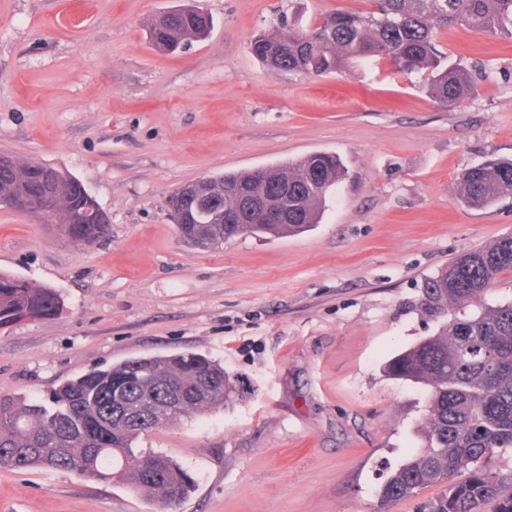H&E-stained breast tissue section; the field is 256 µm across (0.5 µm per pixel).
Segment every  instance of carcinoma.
<instances>
[{
    "label": "carcinoma",
    "instance_id": "1",
    "mask_svg": "<svg viewBox=\"0 0 512 512\" xmlns=\"http://www.w3.org/2000/svg\"><path fill=\"white\" fill-rule=\"evenodd\" d=\"M368 13L337 11L314 27L261 33L253 54L277 72L315 76L340 71L354 58L387 62L406 73H428L430 97L448 106L474 92L471 72L450 64L435 44V33L462 25L490 37L512 39V0H375ZM210 16L197 9L173 10L149 29L151 43L174 52L205 37ZM46 166L0 164V198L25 194L42 204ZM56 208L45 213L84 245L104 237L107 218L92 213L89 194L73 176L57 172ZM346 177L341 160L315 153L266 168L201 179L198 191L182 200L183 235L227 240L241 234L294 235L320 223L327 197ZM288 190L287 220L258 224L237 195L253 198ZM459 199L486 208L512 195V159H488L461 173ZM241 210V223L224 224V209ZM512 271V233L453 259L425 284L431 309L450 318L438 334L390 359L388 376L429 389L424 448L411 454L381 488L384 502L410 498L423 488L444 484L420 512H512V470L496 459L512 453V303L487 304V288ZM56 291L0 273V328L25 319L55 315ZM234 392L224 367L195 353L134 358L69 380L48 398L27 403L0 395V470H60L93 480L116 476L141 494L174 505L189 495L193 477L159 453L136 450L139 437L205 408L224 404ZM465 473L464 479L452 477Z\"/></svg>",
    "mask_w": 512,
    "mask_h": 512
}]
</instances>
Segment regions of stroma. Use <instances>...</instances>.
<instances>
[{
	"mask_svg": "<svg viewBox=\"0 0 512 512\" xmlns=\"http://www.w3.org/2000/svg\"><path fill=\"white\" fill-rule=\"evenodd\" d=\"M180 5L214 28L174 53L148 29ZM372 0H0V153L74 175L106 236L72 241L0 208V272L54 288L55 316L0 329V395L30 402L137 357L195 352L239 393L141 436L195 480L164 508L125 480L0 470V512H419L382 503L424 444L427 393L386 362L436 335L424 284L463 251L512 233V196L461 203L460 173L512 158V42L437 33L450 61L493 68L446 107L420 74L356 62L314 77L273 71L251 43L281 18L307 28ZM317 152L347 179L321 224L201 249L168 214L180 186Z\"/></svg>",
	"mask_w": 512,
	"mask_h": 512,
	"instance_id": "stroma-1",
	"label": "stroma"
}]
</instances>
